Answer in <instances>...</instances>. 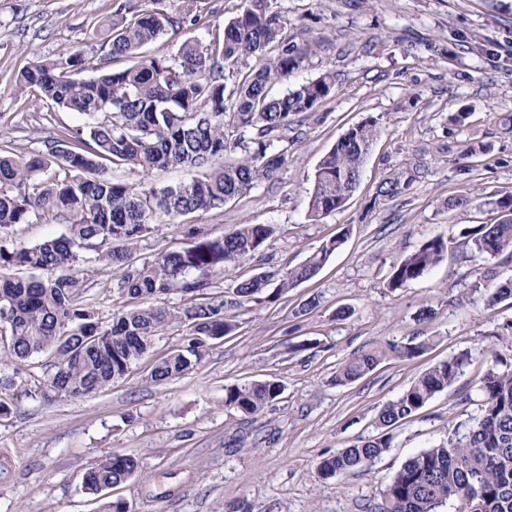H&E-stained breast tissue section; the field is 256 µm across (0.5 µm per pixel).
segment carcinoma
I'll return each instance as SVG.
<instances>
[{
  "label": "carcinoma",
  "instance_id": "carcinoma-1",
  "mask_svg": "<svg viewBox=\"0 0 512 512\" xmlns=\"http://www.w3.org/2000/svg\"><path fill=\"white\" fill-rule=\"evenodd\" d=\"M199 0H179L175 12L135 9L114 0L112 14L101 18L93 36L109 48L122 68L105 70L78 51L40 60L24 68L18 87L31 104H50L86 117L43 141L28 158L0 155V231L16 224L59 220L67 233L28 247L0 245V343L16 360L53 357L44 398H83L129 376L155 337L183 331L184 345L156 361L154 382L193 368L208 342L237 329L236 310L246 302L272 301L281 292L314 278L339 247L336 238L299 266L275 275L259 273L233 287V296L210 292L212 277L253 256L275 228L241 224L211 237L196 227L180 251L162 252L136 264L133 249L161 219L176 220L221 208L275 177L286 163L277 142L288 128L327 99L335 76L327 71L281 96L270 87L298 69L312 50L282 36L284 19L271 0H241L223 36L203 44L183 41L169 56L147 51L151 44L198 20ZM261 61L258 67L248 60ZM236 71L232 87L225 71ZM90 70L93 75L79 78ZM373 120L348 129L319 161L310 193V217L318 219L345 205L358 183L374 140ZM175 167L204 170L202 177L161 190L136 187L119 172L144 175ZM495 224H468L460 246L474 255L512 252V196L496 202ZM108 249L100 259L118 272L116 290L133 299L181 292L175 308L136 305L95 318L86 299L81 252ZM448 253V240L436 236L395 266L392 289L425 276ZM28 271L26 276L11 273ZM41 271L53 275L43 278ZM484 302L512 300V278L485 289ZM428 350L427 342L389 344L352 356L336 370L339 385L373 371L385 356L411 360ZM470 354L440 361L418 377L378 414L379 433L320 460L319 477L364 467L390 448V428L412 417L463 372ZM479 413L455 430L448 443L408 459L387 484L375 512H439L460 502L467 512H512V362L494 353L479 383ZM282 393L279 382L263 380L224 388V405L258 415ZM140 459L114 451L82 475L93 496L133 478Z\"/></svg>",
  "mask_w": 512,
  "mask_h": 512
}]
</instances>
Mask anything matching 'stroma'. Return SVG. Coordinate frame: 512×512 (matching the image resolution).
I'll list each match as a JSON object with an SVG mask.
<instances>
[{"label":"stroma","mask_w":512,"mask_h":512,"mask_svg":"<svg viewBox=\"0 0 512 512\" xmlns=\"http://www.w3.org/2000/svg\"><path fill=\"white\" fill-rule=\"evenodd\" d=\"M113 0H0V149L27 156L47 136L83 124L79 114L33 109L15 79L26 65L69 48L91 61L106 53L94 38ZM239 0H201L198 26L152 45L174 53L191 38L209 42L237 13ZM285 32L312 44L302 66L270 92L336 76L334 93L281 141L289 161L276 177L219 209L154 225L138 243V261L181 249L189 226L212 236L240 224H271L259 252L211 291L261 272L302 264L324 242L342 246L309 281L276 301L243 305L234 335L210 341L197 365L156 384L151 365L183 346L181 333L155 339L137 369L90 396L46 401L50 359L24 362L0 352V512H371L403 463L446 442L478 413V383L493 350L512 361L498 335L512 303L485 305V288L512 277V254L470 257L449 251L406 287L388 286L395 263L427 240L490 224L495 203L512 195V0H274ZM377 122L360 183L340 209L309 216L319 160L350 127ZM400 179L395 196L379 192ZM479 197L478 208L456 198ZM91 309L104 322L131 306L115 288L112 267L84 255ZM313 309L305 304L311 297ZM432 339L422 356L386 360L358 381H334L353 354L389 342ZM471 358L449 388L391 431L390 448L365 468L322 481L316 465L376 435L375 420L426 369L461 352ZM272 379L282 393L251 417L225 407L232 384ZM136 454L143 469L93 498L83 469L115 450Z\"/></svg>","instance_id":"35a3bbf8"}]
</instances>
